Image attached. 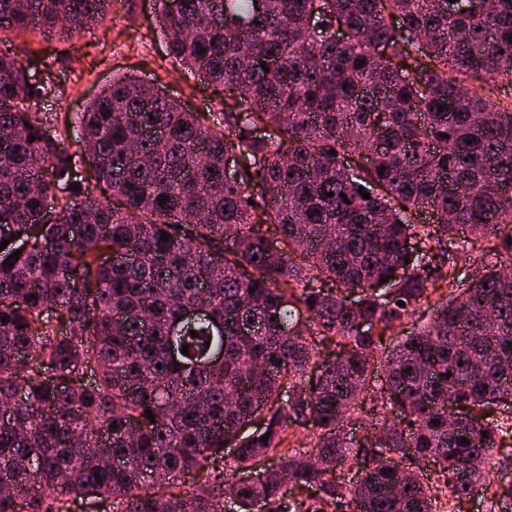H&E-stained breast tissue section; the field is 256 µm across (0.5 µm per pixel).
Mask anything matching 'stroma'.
<instances>
[{"instance_id":"35a3bbf8","label":"stroma","mask_w":512,"mask_h":512,"mask_svg":"<svg viewBox=\"0 0 512 512\" xmlns=\"http://www.w3.org/2000/svg\"><path fill=\"white\" fill-rule=\"evenodd\" d=\"M14 42L21 58L38 55L42 75L55 89L39 115L48 130L62 136L113 79L124 75L162 83L187 110L215 115L224 109L223 87L208 84L168 56L153 0H112L104 22L78 40L46 38L34 30Z\"/></svg>"}]
</instances>
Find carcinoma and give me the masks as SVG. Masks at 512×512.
<instances>
[{
  "label": "carcinoma",
  "mask_w": 512,
  "mask_h": 512,
  "mask_svg": "<svg viewBox=\"0 0 512 512\" xmlns=\"http://www.w3.org/2000/svg\"><path fill=\"white\" fill-rule=\"evenodd\" d=\"M110 2L0 0V34L72 39ZM155 7L168 54L229 90L216 123L124 76L72 153L0 37V512H221L226 486L244 512H455L512 435L487 417L512 398V106L491 87L512 80V0ZM231 156L246 163L227 181ZM487 233L493 259L458 287ZM435 293L431 325L388 346L370 384L386 335ZM327 341L340 351L321 362ZM366 407L375 432L348 440ZM470 237L471 244L469 245L468 253L466 256V261L459 263L461 267V278H463V283L460 284V288L467 287L468 281L472 277L474 273L475 267L477 263L480 262V258L482 254H485L486 259H490V254L492 253V248L495 243V239L489 236H477ZM470 258V261H469Z\"/></svg>",
  "instance_id": "carcinoma-1"
}]
</instances>
